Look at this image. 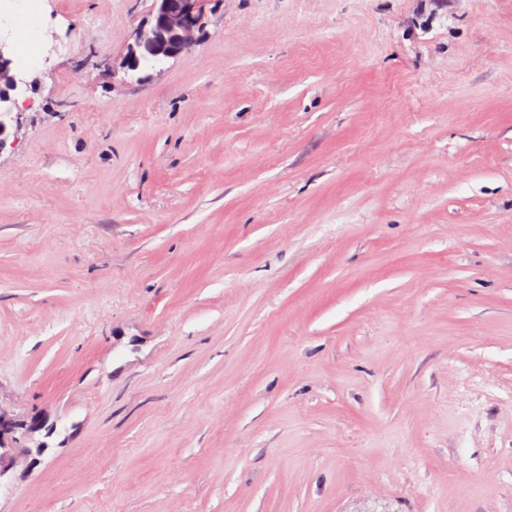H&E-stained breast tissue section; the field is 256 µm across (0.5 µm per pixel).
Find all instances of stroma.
I'll list each match as a JSON object with an SVG mask.
<instances>
[{"label": "stroma", "mask_w": 512, "mask_h": 512, "mask_svg": "<svg viewBox=\"0 0 512 512\" xmlns=\"http://www.w3.org/2000/svg\"><path fill=\"white\" fill-rule=\"evenodd\" d=\"M151 5L29 17L0 512H512V0H220L139 81Z\"/></svg>", "instance_id": "1"}]
</instances>
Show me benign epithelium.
I'll list each match as a JSON object with an SVG mask.
<instances>
[{
  "label": "benign epithelium",
  "mask_w": 512,
  "mask_h": 512,
  "mask_svg": "<svg viewBox=\"0 0 512 512\" xmlns=\"http://www.w3.org/2000/svg\"><path fill=\"white\" fill-rule=\"evenodd\" d=\"M215 0H152L149 17L137 28L119 63L125 75L141 80L171 59L187 55L204 32L206 10ZM20 95L14 59L0 43V147L20 129L14 116Z\"/></svg>",
  "instance_id": "1"
}]
</instances>
